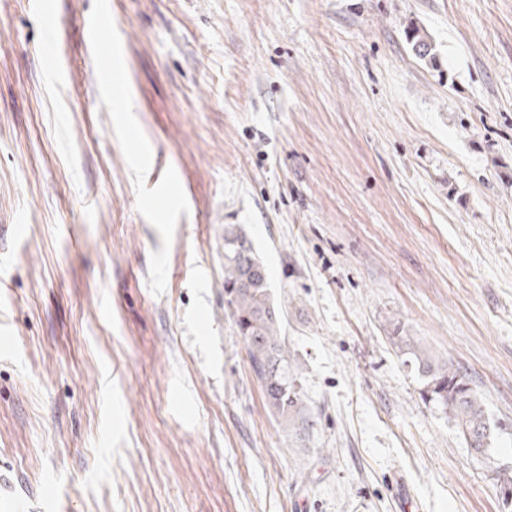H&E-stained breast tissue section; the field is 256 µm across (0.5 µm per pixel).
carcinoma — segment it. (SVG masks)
Instances as JSON below:
<instances>
[{
	"instance_id": "cac0c4a2",
	"label": "carcinoma",
	"mask_w": 512,
	"mask_h": 512,
	"mask_svg": "<svg viewBox=\"0 0 512 512\" xmlns=\"http://www.w3.org/2000/svg\"><path fill=\"white\" fill-rule=\"evenodd\" d=\"M406 40L416 56L436 62L433 43L420 28L408 29ZM224 309L246 345L252 373L272 415L284 425L308 422L281 335L283 311L272 298L265 264L237 224L224 225ZM391 340L403 363L421 377L424 398L448 414L471 450L486 454L496 424L465 376L452 363L407 344L402 336Z\"/></svg>"
}]
</instances>
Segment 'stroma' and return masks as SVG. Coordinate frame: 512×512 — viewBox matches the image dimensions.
Segmentation results:
<instances>
[{
    "instance_id": "stroma-1",
    "label": "stroma",
    "mask_w": 512,
    "mask_h": 512,
    "mask_svg": "<svg viewBox=\"0 0 512 512\" xmlns=\"http://www.w3.org/2000/svg\"><path fill=\"white\" fill-rule=\"evenodd\" d=\"M0 0V496L26 512H512V0ZM422 28L439 58L417 57ZM184 194L144 176L141 149ZM241 225L310 421L224 309ZM452 362L486 455L390 336ZM34 4L36 5L37 13L45 18V32L47 34V39L43 45V50L49 55L58 56L61 51V44L56 37L55 15L52 14L50 17H47L45 4L42 1H36ZM406 40L416 56L428 61L430 64L436 62L433 43L429 40V36L424 34L419 27L409 28Z\"/></svg>"
}]
</instances>
